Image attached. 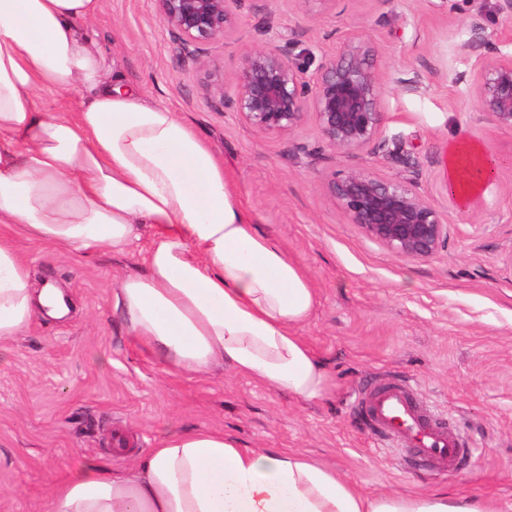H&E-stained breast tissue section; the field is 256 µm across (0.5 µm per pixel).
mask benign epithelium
Segmentation results:
<instances>
[{
    "label": "benign epithelium",
    "mask_w": 512,
    "mask_h": 512,
    "mask_svg": "<svg viewBox=\"0 0 512 512\" xmlns=\"http://www.w3.org/2000/svg\"><path fill=\"white\" fill-rule=\"evenodd\" d=\"M156 2L181 53L199 68L209 65L200 46L223 40L237 24L233 5L238 0ZM486 44L495 51L500 44H512V31L504 30L491 40L478 27L462 48ZM381 89L369 49L350 40L317 62L293 32L285 46L245 50L229 105L261 134L290 133L311 114L323 142L335 150L359 151L376 145L395 155L401 144L398 138L384 135ZM472 89L478 110L489 115L497 128L512 130V53L480 64ZM327 190L350 223L393 252L428 258L448 242L447 219L411 181L351 170L332 179Z\"/></svg>",
    "instance_id": "7a95c632"
}]
</instances>
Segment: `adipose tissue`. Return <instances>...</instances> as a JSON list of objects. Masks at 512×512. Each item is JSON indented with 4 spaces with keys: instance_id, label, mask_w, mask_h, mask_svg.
Listing matches in <instances>:
<instances>
[{
    "instance_id": "adipose-tissue-1",
    "label": "adipose tissue",
    "mask_w": 512,
    "mask_h": 512,
    "mask_svg": "<svg viewBox=\"0 0 512 512\" xmlns=\"http://www.w3.org/2000/svg\"><path fill=\"white\" fill-rule=\"evenodd\" d=\"M102 0H0V358L37 308L14 236L58 253L131 254L143 270L114 292L129 332L181 374L217 363L296 399L323 398L328 375L299 334L317 293L307 271L261 232L210 144L167 106L111 72L83 33ZM88 92L73 115L45 92ZM448 188L466 199L492 165L478 143L448 145ZM45 512H490L444 493L368 496L335 469L283 448H242L221 431L169 432L133 466L86 461Z\"/></svg>"
}]
</instances>
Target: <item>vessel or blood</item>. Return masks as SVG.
<instances>
[{"instance_id":"1","label":"vessel or blood","mask_w":512,"mask_h":512,"mask_svg":"<svg viewBox=\"0 0 512 512\" xmlns=\"http://www.w3.org/2000/svg\"><path fill=\"white\" fill-rule=\"evenodd\" d=\"M376 430L396 437L418 467L454 472L466 454L462 440L422 410L405 383L375 389L363 399Z\"/></svg>"}]
</instances>
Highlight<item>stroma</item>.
Here are the masks:
<instances>
[{"label": "stroma", "mask_w": 512, "mask_h": 512, "mask_svg": "<svg viewBox=\"0 0 512 512\" xmlns=\"http://www.w3.org/2000/svg\"><path fill=\"white\" fill-rule=\"evenodd\" d=\"M498 0H238L237 25L206 45L208 69L182 59L156 0H102L88 28L148 99L183 116L209 142L260 231L309 272L318 303L300 334L329 376L327 395L299 401L217 366L188 378L141 345L114 306L122 274L140 264L102 251L59 254L24 237L34 284H54L67 314H37L0 359V512H44L52 486L88 459L116 470L170 431L215 430L245 448H291L326 464L366 495L465 494L512 512V166L467 207L446 194L448 143L469 138L512 156V131L493 127L471 89L463 51L473 26L500 31ZM323 56L354 39L369 46L382 81L384 133L400 157L325 146L313 117L261 134L225 103L245 48L285 44L289 32ZM371 169L414 179L448 220V243L417 259L391 252L352 224L328 195L334 176ZM403 381L458 433L465 469L417 475L382 439L362 399ZM128 447L113 450L115 437Z\"/></svg>", "instance_id": "stroma-1"}]
</instances>
